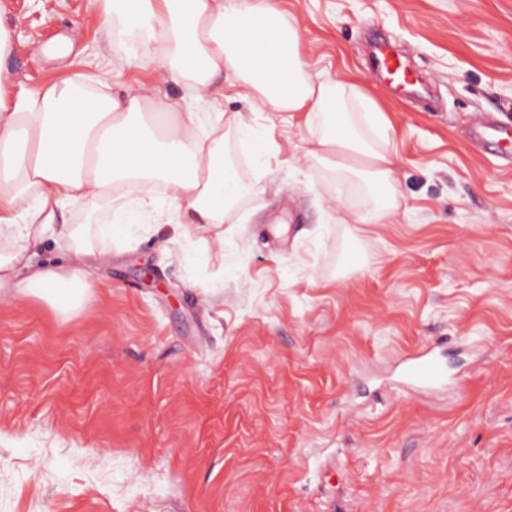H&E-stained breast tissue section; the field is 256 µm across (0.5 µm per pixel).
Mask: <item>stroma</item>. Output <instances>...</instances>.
Segmentation results:
<instances>
[{
  "label": "stroma",
  "mask_w": 512,
  "mask_h": 512,
  "mask_svg": "<svg viewBox=\"0 0 512 512\" xmlns=\"http://www.w3.org/2000/svg\"><path fill=\"white\" fill-rule=\"evenodd\" d=\"M277 2L310 74L390 123L387 223H344L364 190L302 161L303 113L229 81L192 102L87 0H0L13 82L161 89L223 125L249 186L220 247L203 227L101 236L102 203L62 211L111 260L69 314L0 299V512H512V169L469 138L479 114L512 124V0ZM374 34L430 99L375 75ZM424 349L447 384L400 378Z\"/></svg>",
  "instance_id": "1"
}]
</instances>
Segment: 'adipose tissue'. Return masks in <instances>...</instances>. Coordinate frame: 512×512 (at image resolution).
<instances>
[{"label":"adipose tissue","instance_id":"1","mask_svg":"<svg viewBox=\"0 0 512 512\" xmlns=\"http://www.w3.org/2000/svg\"><path fill=\"white\" fill-rule=\"evenodd\" d=\"M108 5L128 37L132 61L155 64L164 81L187 83L197 100L233 77L255 104L303 112L320 127L302 157L339 177L363 179L369 208L359 223H385L399 207L387 124L356 88L317 81L302 61L296 27L275 0H89ZM247 186L224 152V129L152 93L117 99L79 75L27 86L0 73V297H31L67 313L85 299L101 262L83 229L55 225L62 199L108 201L102 234L155 224H208L216 245ZM54 231L68 268L35 264L34 246Z\"/></svg>","mask_w":512,"mask_h":512}]
</instances>
